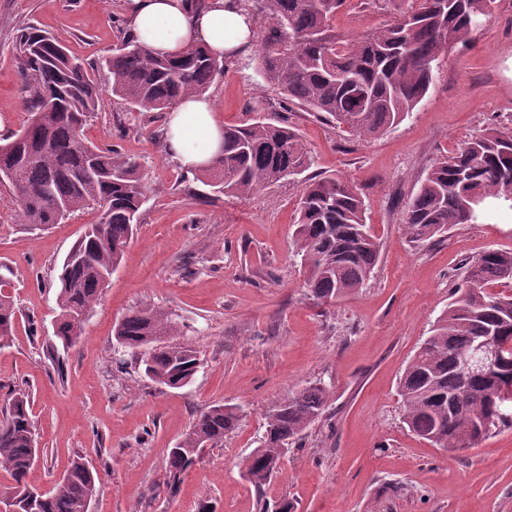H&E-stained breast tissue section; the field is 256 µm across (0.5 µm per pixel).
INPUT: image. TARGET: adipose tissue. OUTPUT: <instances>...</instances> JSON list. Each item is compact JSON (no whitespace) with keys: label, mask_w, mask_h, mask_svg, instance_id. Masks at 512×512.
<instances>
[{"label":"adipose tissue","mask_w":512,"mask_h":512,"mask_svg":"<svg viewBox=\"0 0 512 512\" xmlns=\"http://www.w3.org/2000/svg\"><path fill=\"white\" fill-rule=\"evenodd\" d=\"M128 25L139 41L170 58L191 45L220 58L235 56L249 50L256 35L243 0H204L197 9L188 0H131ZM166 124L169 154L187 171L207 165L220 148L224 124L211 94L178 100Z\"/></svg>","instance_id":"1"}]
</instances>
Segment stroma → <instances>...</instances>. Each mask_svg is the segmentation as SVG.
Masks as SVG:
<instances>
[{
  "label": "stroma",
  "instance_id": "obj_1",
  "mask_svg": "<svg viewBox=\"0 0 512 512\" xmlns=\"http://www.w3.org/2000/svg\"><path fill=\"white\" fill-rule=\"evenodd\" d=\"M130 0H0V137L18 131L30 93L15 50L19 30L37 27L87 62L124 37L113 24ZM373 0H344L332 20L356 38L389 21ZM85 127L101 147L119 145L153 186L141 223L76 345L48 361L58 266L98 220L88 208L47 230L20 224L0 186V277L19 307L0 345V403L25 389L40 457L28 485L50 491L76 457L96 472L90 512H261L289 501L293 512H512V427L479 447L446 450L402 420L399 378L435 320L485 251H512V213L458 224L432 242H411L407 204L431 166L484 129L512 128V0H494L466 44L436 62L421 103L385 134L362 139L327 118L286 106L259 72L257 50L225 59L211 88L227 125L261 116L295 127L314 176L353 183L380 259L357 292L325 303L303 283L295 252L300 182L285 180L245 198L214 195L165 154L166 117L130 109L112 95ZM171 314L200 366L185 387L143 376L137 352L120 347L117 322L130 311ZM314 382L334 389L323 418L283 458L263 488L242 472L265 416ZM237 406L240 419L167 486L165 458L210 405Z\"/></svg>",
  "mask_w": 512,
  "mask_h": 512
}]
</instances>
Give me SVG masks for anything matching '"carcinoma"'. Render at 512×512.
I'll list each match as a JSON object with an SVG mask.
<instances>
[{
    "instance_id": "carcinoma-1",
    "label": "carcinoma",
    "mask_w": 512,
    "mask_h": 512,
    "mask_svg": "<svg viewBox=\"0 0 512 512\" xmlns=\"http://www.w3.org/2000/svg\"><path fill=\"white\" fill-rule=\"evenodd\" d=\"M493 0H385L394 15L365 36L343 40L330 20L343 0H245L247 10L269 24L259 54L260 73L275 82L289 104L332 117L365 138L399 124L425 97L433 64L466 43L490 13ZM21 75L31 96V118L0 139V183L8 186L23 223L43 229L96 205L98 223L81 235L58 274V316L46 352L75 345L124 249L140 223L152 186L129 155L85 137L100 95L95 72L112 74V95L140 112H164L178 99L202 95L224 74V61L190 46L177 59L160 56L129 35L112 54L93 63L59 53L35 28L16 42ZM312 157L285 122L251 118L224 127V148L198 179L215 194L247 196L282 180L301 178L294 242L305 285L331 302L363 287L379 260L380 245L364 221L356 186L330 176H309ZM493 208L512 210V128L489 129L454 156L437 162L408 204L405 231L426 243L457 224L480 222ZM512 252L492 249L473 261L465 287L437 318L406 365L399 389L403 420L411 433L439 448H474L493 430L512 426L500 416L498 389L479 377L463 379L458 357L477 336H494L511 359L502 371L512 386ZM17 307L0 292V341L14 330ZM177 326L156 308L127 314L115 328L117 342L144 350L145 376L172 389L188 385L199 367L197 351L173 340ZM333 391L315 383L288 396L266 415L260 445L243 461L257 488L279 469L281 458L328 410ZM239 420L233 405L203 410L169 449L171 486L207 443L216 444ZM38 457L29 395L14 392L0 407V473L7 474L16 512H85L98 488L93 471L76 459L53 489L30 490L26 477Z\"/></svg>"
}]
</instances>
